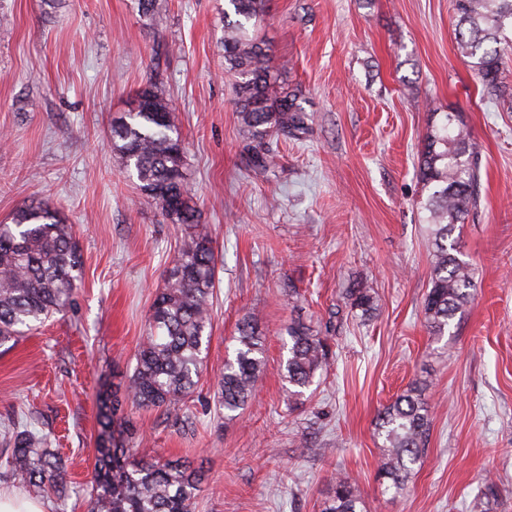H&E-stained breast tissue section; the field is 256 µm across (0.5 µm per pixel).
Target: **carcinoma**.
Instances as JSON below:
<instances>
[{"instance_id":"carcinoma-1","label":"carcinoma","mask_w":512,"mask_h":512,"mask_svg":"<svg viewBox=\"0 0 512 512\" xmlns=\"http://www.w3.org/2000/svg\"><path fill=\"white\" fill-rule=\"evenodd\" d=\"M143 21H153L160 0H134ZM224 19V61L236 77L239 120L250 139L260 142L277 133L297 136L305 130L299 90L281 80L258 37L248 26L262 20L266 0H228ZM455 38L486 96L509 99L500 74L512 50V0H455ZM136 106L112 124V151L136 172L140 192L154 200L187 232L173 266L167 271L149 318V331L124 391L99 392L102 431L88 512H191L201 479L190 466L137 457L130 446L134 432L119 416L127 402L139 409L175 411L196 388L203 349L211 335L210 305L215 287L212 240L193 231L200 212L191 204L186 156L170 114L162 83L149 78L135 92ZM418 158L426 193L421 201L432 238L431 287L424 317L431 335L441 337L475 288V272L460 258L455 231L480 206L481 159L465 125L450 112H435ZM80 254L72 225L43 203L18 209L12 223L0 224V345L17 340L36 324L66 310L73 302L81 274ZM351 308L366 317L374 298L365 289L351 293ZM290 345L284 377L301 396L329 361L327 339L305 323L287 328ZM236 346L218 381L224 410L244 409L254 398L264 371V336L250 316L238 327ZM426 387L415 382L378 415L385 440L379 476L385 490L403 491L412 466L420 461L430 430ZM13 480L38 490L63 484L61 459L48 438L27 428L4 434ZM321 512H364L351 479L337 475Z\"/></svg>"}]
</instances>
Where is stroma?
<instances>
[{
  "instance_id": "obj_1",
  "label": "stroma",
  "mask_w": 512,
  "mask_h": 512,
  "mask_svg": "<svg viewBox=\"0 0 512 512\" xmlns=\"http://www.w3.org/2000/svg\"><path fill=\"white\" fill-rule=\"evenodd\" d=\"M161 3L147 25L133 0H61L49 15L42 0H0V222L46 203L82 260L71 309L0 346V426L31 423L65 468V496H37L45 512H86L98 392L132 373L186 234L112 152L113 121L151 77L174 107L216 276L195 392L168 414L123 409L140 454L202 471L194 512H320L339 473L366 512H512V105L482 98L453 0H267L258 35L299 89L308 134L261 145L224 63L225 0ZM451 108L481 156V205L461 234L476 287L437 338L417 155L432 113ZM258 151L267 172L247 166ZM353 288L372 294L369 316L351 309ZM254 313L264 372L255 400L228 412L217 382ZM294 320L331 347L298 399L282 376ZM417 380L431 426L396 494L377 477V416Z\"/></svg>"
}]
</instances>
